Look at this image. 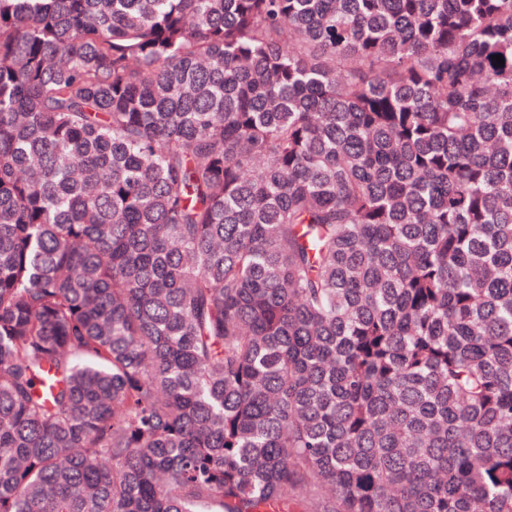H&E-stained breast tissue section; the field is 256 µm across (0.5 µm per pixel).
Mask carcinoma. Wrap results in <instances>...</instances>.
I'll return each instance as SVG.
<instances>
[{"instance_id": "obj_1", "label": "carcinoma", "mask_w": 512, "mask_h": 512, "mask_svg": "<svg viewBox=\"0 0 512 512\" xmlns=\"http://www.w3.org/2000/svg\"><path fill=\"white\" fill-rule=\"evenodd\" d=\"M0 512H512V0H0Z\"/></svg>"}]
</instances>
